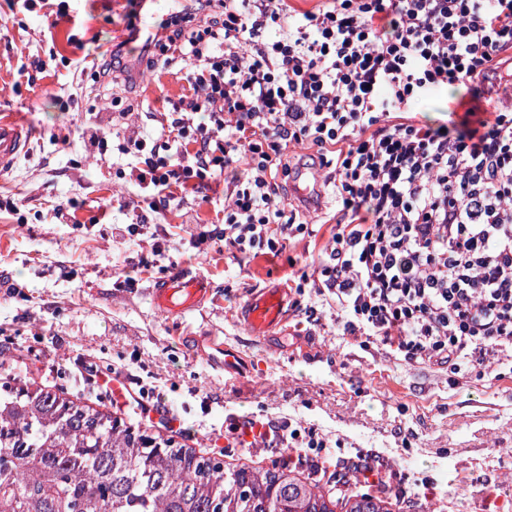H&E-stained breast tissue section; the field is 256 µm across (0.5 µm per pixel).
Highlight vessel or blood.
Returning <instances> with one entry per match:
<instances>
[{
  "label": "vessel or blood",
  "mask_w": 512,
  "mask_h": 512,
  "mask_svg": "<svg viewBox=\"0 0 512 512\" xmlns=\"http://www.w3.org/2000/svg\"><path fill=\"white\" fill-rule=\"evenodd\" d=\"M29 138L27 126L14 118L0 116V173L11 169ZM148 294L153 306L170 318H185L204 312L213 294L208 277L188 267L155 281ZM288 293L283 288L254 292L241 310V317L252 335L263 342L271 341L275 329L288 320ZM196 350L208 363L228 373L246 372L248 363L220 336H200ZM271 423L255 416L237 421L236 439L242 448H265L269 445Z\"/></svg>",
  "instance_id": "b4317fda"
}]
</instances>
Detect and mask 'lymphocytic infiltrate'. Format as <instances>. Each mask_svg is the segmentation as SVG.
<instances>
[{"mask_svg": "<svg viewBox=\"0 0 512 512\" xmlns=\"http://www.w3.org/2000/svg\"><path fill=\"white\" fill-rule=\"evenodd\" d=\"M162 19L151 69L189 64L160 131L125 134L140 208L224 178V243L242 256L314 235L280 191L289 145L316 147L339 209L312 286L347 336L454 370L512 352V107L440 128L408 117L475 90L512 49V0H197Z\"/></svg>", "mask_w": 512, "mask_h": 512, "instance_id": "1", "label": "lymphocytic infiltrate"}]
</instances>
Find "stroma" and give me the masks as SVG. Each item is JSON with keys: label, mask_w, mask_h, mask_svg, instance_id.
<instances>
[{"label": "stroma", "mask_w": 512, "mask_h": 512, "mask_svg": "<svg viewBox=\"0 0 512 512\" xmlns=\"http://www.w3.org/2000/svg\"><path fill=\"white\" fill-rule=\"evenodd\" d=\"M62 17L42 16L0 0V113L19 114L31 131L26 150L0 174V351L26 353L19 371L69 397L109 404L85 384L81 364L120 368L129 383L162 392L181 428L147 423L125 404L127 425L202 449L222 450L225 466L271 467L264 452L231 449V425L258 415L277 425L314 431L336 466L376 456L387 460L393 512H512V357L456 374L445 366L398 361L379 340L346 336L333 300L295 283L317 267L334 232V196L319 187L315 205L300 203L315 237L279 254L243 258L216 243L196 250L199 232L224 230V180L150 214L147 235L129 241L115 225L135 222L138 188L122 172L129 155L100 160L81 138L132 122L150 127L168 103L187 94L180 68L131 72L112 89L92 91L91 57L129 35V0H66ZM57 60H50V52ZM47 60L45 72L33 59ZM482 111L498 98L439 89L412 103L415 119L452 124L466 105ZM137 113L122 117L124 106ZM18 212L6 209V201ZM161 243L162 254L152 246ZM200 265L212 281L204 313L178 320L152 307L147 290L177 265ZM289 290L280 337L255 340L238 311L252 290ZM215 334L236 347L249 371L239 377L211 368L188 339Z\"/></svg>", "instance_id": "1"}]
</instances>
